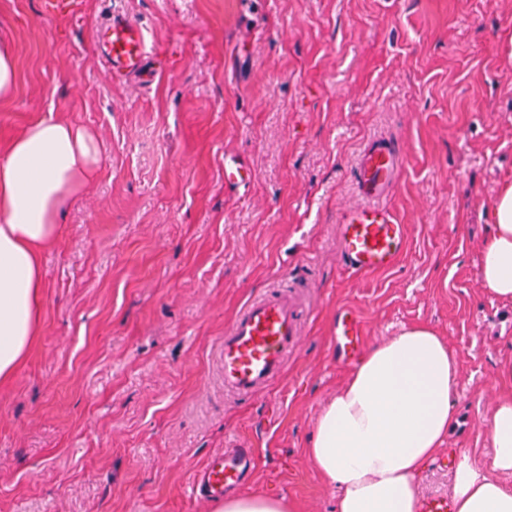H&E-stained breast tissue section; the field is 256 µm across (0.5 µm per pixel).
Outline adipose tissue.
<instances>
[{"mask_svg":"<svg viewBox=\"0 0 512 512\" xmlns=\"http://www.w3.org/2000/svg\"><path fill=\"white\" fill-rule=\"evenodd\" d=\"M101 164L95 135L64 120L28 125L0 152V381L11 379L38 331L44 281L40 251L67 206ZM480 277L512 300V182L498 190ZM457 361L446 339L418 325L370 345L322 408L307 453L339 490L336 512H420L419 479L456 421ZM489 469L454 466V512H512V395L488 423ZM287 499L228 494L212 512H291Z\"/></svg>","mask_w":512,"mask_h":512,"instance_id":"ef3b65f1","label":"adipose tissue"}]
</instances>
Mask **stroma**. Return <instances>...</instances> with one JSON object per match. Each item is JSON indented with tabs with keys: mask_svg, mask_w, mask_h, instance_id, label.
I'll use <instances>...</instances> for the list:
<instances>
[{
	"mask_svg": "<svg viewBox=\"0 0 512 512\" xmlns=\"http://www.w3.org/2000/svg\"><path fill=\"white\" fill-rule=\"evenodd\" d=\"M115 14L146 27L152 87L113 79L82 22ZM511 37L512 0H78L69 18L0 0L17 71L0 150L56 118L102 154L42 254L38 334L0 382V512H210L190 486L228 448L258 454L246 492L335 512L307 445L353 366L332 347L341 307L365 344L421 323L457 359L458 423L422 492H450L449 453L487 467V423L512 392V301L480 281L512 179ZM379 140L402 157L384 203L407 249L352 275L337 222ZM229 158L245 186H225ZM283 287L298 349L263 392H226V325Z\"/></svg>",
	"mask_w": 512,
	"mask_h": 512,
	"instance_id": "obj_1",
	"label": "stroma"
}]
</instances>
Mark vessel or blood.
Instances as JSON below:
<instances>
[{"instance_id": "1", "label": "vessel or blood", "mask_w": 512, "mask_h": 512, "mask_svg": "<svg viewBox=\"0 0 512 512\" xmlns=\"http://www.w3.org/2000/svg\"><path fill=\"white\" fill-rule=\"evenodd\" d=\"M91 29L102 58L114 78L134 74L151 81L153 55L142 26L116 15L108 24L92 22ZM398 158L389 143L379 141L360 157L357 188L365 204L347 209L338 224L344 265L356 274L394 267L403 257L407 227L396 213L381 204ZM301 307L292 293L269 290L243 306L224 330V386L241 396L257 394L281 377L289 353L301 335ZM336 345L356 353L363 329L355 310L336 314ZM255 469L251 454L241 451L211 457L197 487L204 498L223 496L229 486L246 482Z\"/></svg>"}]
</instances>
